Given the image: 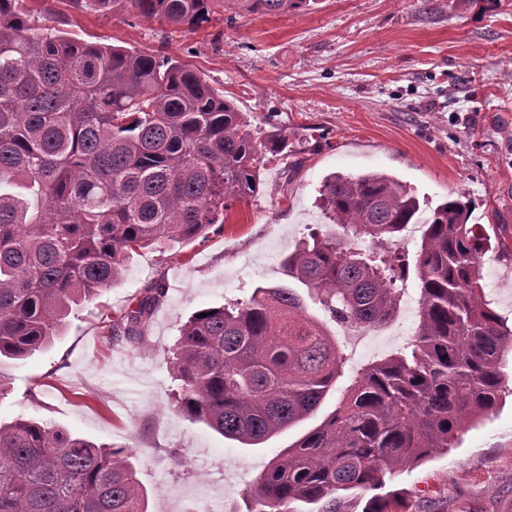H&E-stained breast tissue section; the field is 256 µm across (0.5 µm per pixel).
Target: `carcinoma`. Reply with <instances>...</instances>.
<instances>
[{"label":"carcinoma","mask_w":512,"mask_h":512,"mask_svg":"<svg viewBox=\"0 0 512 512\" xmlns=\"http://www.w3.org/2000/svg\"><path fill=\"white\" fill-rule=\"evenodd\" d=\"M137 15L198 28L218 0H126ZM271 14L309 0H236ZM287 137L259 140L244 113L172 57L92 43L0 0V357L23 360L59 336L71 305L121 274L126 254L206 235L260 190L259 169ZM320 208L343 229L310 235L281 265L332 320L379 327L415 270L418 323L405 350L356 372L336 408L245 489L250 512L295 501L339 512L342 493L390 512L387 474L446 448L493 411L512 329L485 298L490 229L448 196L424 221L415 264L388 249L425 202L384 172L332 173ZM372 247L361 250L360 241ZM155 285L106 325L143 338ZM173 410L257 447L314 416L345 360L288 285L194 312L171 361ZM127 446L98 445L48 422L0 423V512H147Z\"/></svg>","instance_id":"carcinoma-1"}]
</instances>
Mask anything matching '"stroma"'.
Masks as SVG:
<instances>
[{
    "label": "stroma",
    "instance_id": "stroma-1",
    "mask_svg": "<svg viewBox=\"0 0 512 512\" xmlns=\"http://www.w3.org/2000/svg\"><path fill=\"white\" fill-rule=\"evenodd\" d=\"M37 20L90 42L180 61L244 112L260 137L282 133L288 152L261 166L260 191L232 207L207 238L126 256L119 280L74 306L45 351L0 365V420L35 417L95 443L133 448L148 512H197L203 498L248 512V482L337 406L358 369L403 351L416 325L415 277L380 328L330 321L315 293L308 315L326 322L343 375L317 418L259 448L224 439L173 410L169 369L182 323L196 310L288 278L282 258L330 226L318 204L325 176L381 171L431 203L462 193L474 224H501L507 248L483 259L486 298L512 325V0H311L252 14L217 8L202 28L102 14L73 0H26ZM163 282L165 297L139 342L109 343L103 320ZM508 391L464 426L450 447L395 468L391 489L416 512H512V351L501 363ZM182 456L177 466L173 457Z\"/></svg>",
    "mask_w": 512,
    "mask_h": 512
}]
</instances>
